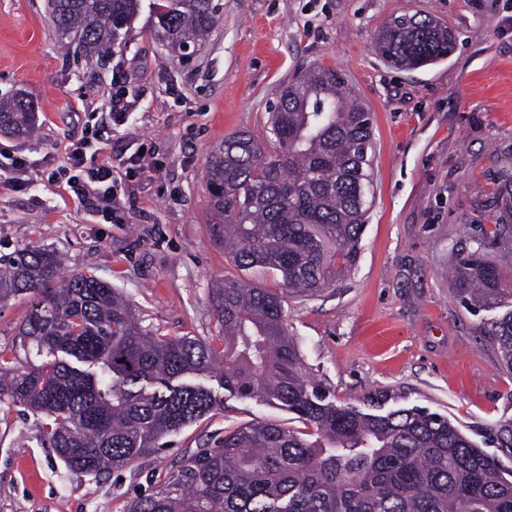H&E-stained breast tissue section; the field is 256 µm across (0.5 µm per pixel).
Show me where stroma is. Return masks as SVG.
I'll return each mask as SVG.
<instances>
[{
    "label": "stroma",
    "instance_id": "1",
    "mask_svg": "<svg viewBox=\"0 0 512 512\" xmlns=\"http://www.w3.org/2000/svg\"><path fill=\"white\" fill-rule=\"evenodd\" d=\"M215 28L191 59L151 33L148 13L105 62L62 55L46 0H0V96L35 106L32 140L0 131V147L34 164L24 185H0V253L38 245L64 255L65 275L119 288L146 329L216 335L210 291L238 276L209 233L205 164L225 135L264 138L282 88L314 66L347 75L373 120L374 195L352 271L319 296L288 299V333L303 368L337 403L365 410L425 407L470 435L512 420V372L485 335L487 312L462 303L448 273L460 245L482 248L512 292V247L496 236V196L512 178V0H221ZM430 16L455 50L413 71L386 64L374 38L391 18ZM125 89L134 106L104 157L145 151L117 172L115 210L93 214L50 175L68 141L107 120ZM33 297L0 302V349L39 364L19 328ZM220 410L169 436L168 446L102 476L57 457L48 417L0 404V512H126L198 448L244 424L298 428L283 407L202 377Z\"/></svg>",
    "mask_w": 512,
    "mask_h": 512
}]
</instances>
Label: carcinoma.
Segmentation results:
<instances>
[{"label":"carcinoma","instance_id":"obj_1","mask_svg":"<svg viewBox=\"0 0 512 512\" xmlns=\"http://www.w3.org/2000/svg\"><path fill=\"white\" fill-rule=\"evenodd\" d=\"M148 2L154 38L171 52L197 47L218 21L215 0H48L67 53L104 60ZM455 38L432 17L400 16L377 35L387 63L416 70L448 57ZM31 137L32 103L0 97V128ZM268 155L251 134L215 145L207 160L211 231L239 270L277 287L226 278L211 290L218 335L165 336L141 326L122 293L91 274L61 278L40 247L0 255V301L37 295L22 346L52 361L0 367V402L53 420L52 447L77 475L122 469L221 400L190 375L220 372L224 390L280 405L308 430L246 424L200 448L131 500L126 512H512V471L448 417L425 407L366 412L341 405L303 371L285 302L314 296L353 266L373 197L372 122L335 68L306 70L271 112ZM497 236L512 241V181L497 197ZM462 302L484 322L512 370V307L482 247L452 257ZM512 453V421L482 435Z\"/></svg>","mask_w":512,"mask_h":512}]
</instances>
